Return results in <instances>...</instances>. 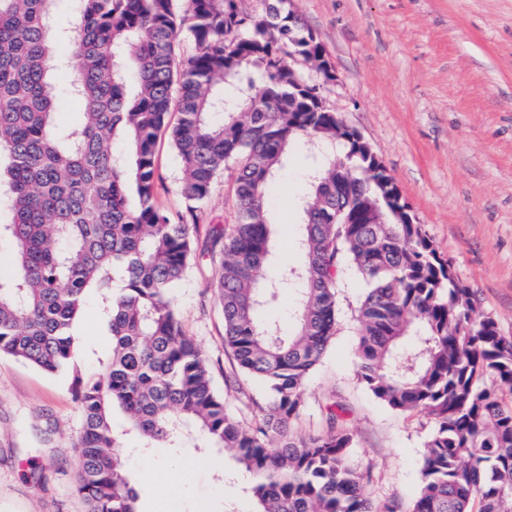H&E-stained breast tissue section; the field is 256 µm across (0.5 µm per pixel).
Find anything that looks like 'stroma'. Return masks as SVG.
Returning a JSON list of instances; mask_svg holds the SVG:
<instances>
[{"mask_svg": "<svg viewBox=\"0 0 512 512\" xmlns=\"http://www.w3.org/2000/svg\"><path fill=\"white\" fill-rule=\"evenodd\" d=\"M289 8L322 45L336 78L323 82L300 59L294 68L370 143L416 222L477 292L482 312L512 339V0H290ZM156 168L160 207L182 214L180 166L164 136ZM307 191L302 158L292 154L269 201L277 253L291 265L302 260L296 241ZM234 216L232 181L224 175L198 213L192 270L172 294L219 391H226L232 358L211 284L209 230ZM362 294L359 277L345 270L338 279V330L307 382L300 428L326 431V405L345 403L354 455L371 470L366 493L407 512L431 426L422 416L389 410L361 385L352 310ZM75 332L72 362L59 373L0 356V512H83L74 491L80 415L73 385L78 376L103 372L110 359L101 297L87 298ZM123 447L141 512L161 501L176 471L190 490L184 512L254 508L248 483L236 479L241 468L232 452L199 448L190 438L180 448H147L134 434L124 436ZM213 457L224 458V472L204 468ZM146 467L153 470L148 482L140 477Z\"/></svg>", "mask_w": 512, "mask_h": 512, "instance_id": "35a3bbf8", "label": "stroma"}]
</instances>
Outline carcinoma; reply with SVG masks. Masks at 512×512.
<instances>
[{"mask_svg": "<svg viewBox=\"0 0 512 512\" xmlns=\"http://www.w3.org/2000/svg\"><path fill=\"white\" fill-rule=\"evenodd\" d=\"M59 2L0 0V206L11 215L0 237L13 246L12 272L0 274V355L66 369L85 300H109V366L73 387L85 512H137L121 455L130 433L148 448H180L195 434L232 451L254 480L256 512H397L365 493L370 469L354 458L343 404L327 406L329 430L298 429L306 383L336 336L345 267L364 283L353 315L358 379L391 411L432 424L408 512H512V403L503 401L512 339L478 311L424 225L400 223L405 204L357 131L338 141L337 113L298 111L307 91H294L289 52L315 39L288 0L258 14L238 0H69L66 26ZM182 39L193 52L178 63ZM66 98L82 108L74 124L59 119ZM164 132L191 218L232 171L235 220L213 227L210 256L224 349L270 390L265 404L250 402L249 420L214 390L172 299L192 269L198 225L157 204ZM292 145L312 186L297 266L276 260L268 205ZM386 197L385 223H358L361 199ZM286 285L289 332L262 316Z\"/></svg>", "mask_w": 512, "mask_h": 512, "instance_id": "cac0c4a2", "label": "carcinoma"}]
</instances>
